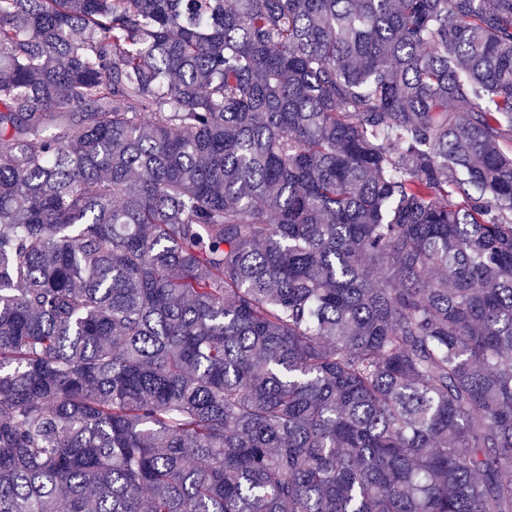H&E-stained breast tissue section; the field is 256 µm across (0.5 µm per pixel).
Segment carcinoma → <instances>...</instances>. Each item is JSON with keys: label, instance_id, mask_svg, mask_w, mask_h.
<instances>
[{"label": "carcinoma", "instance_id": "1", "mask_svg": "<svg viewBox=\"0 0 512 512\" xmlns=\"http://www.w3.org/2000/svg\"><path fill=\"white\" fill-rule=\"evenodd\" d=\"M0 512H512V0H0Z\"/></svg>", "mask_w": 512, "mask_h": 512}]
</instances>
